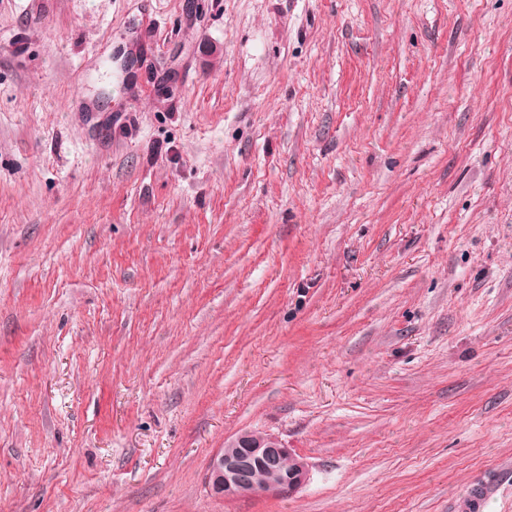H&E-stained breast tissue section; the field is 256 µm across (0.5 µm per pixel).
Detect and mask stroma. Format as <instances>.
Segmentation results:
<instances>
[{
  "label": "stroma",
  "mask_w": 512,
  "mask_h": 512,
  "mask_svg": "<svg viewBox=\"0 0 512 512\" xmlns=\"http://www.w3.org/2000/svg\"><path fill=\"white\" fill-rule=\"evenodd\" d=\"M290 496L224 500L226 438ZM512 512V0H0V512ZM257 433L261 432H241L224 441L207 474L210 491L224 499H239L289 494L308 482L310 467L304 458L294 454L278 436ZM285 458L289 466L284 468L280 462ZM493 489V485L485 480L470 484L454 503L456 512H483Z\"/></svg>",
  "instance_id": "obj_1"
}]
</instances>
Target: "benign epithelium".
<instances>
[{
    "label": "benign epithelium",
    "mask_w": 512,
    "mask_h": 512,
    "mask_svg": "<svg viewBox=\"0 0 512 512\" xmlns=\"http://www.w3.org/2000/svg\"><path fill=\"white\" fill-rule=\"evenodd\" d=\"M309 478L308 462L278 436L246 431L224 441V448L211 461L207 485L216 495L239 499L293 493Z\"/></svg>",
    "instance_id": "7a95c632"
}]
</instances>
